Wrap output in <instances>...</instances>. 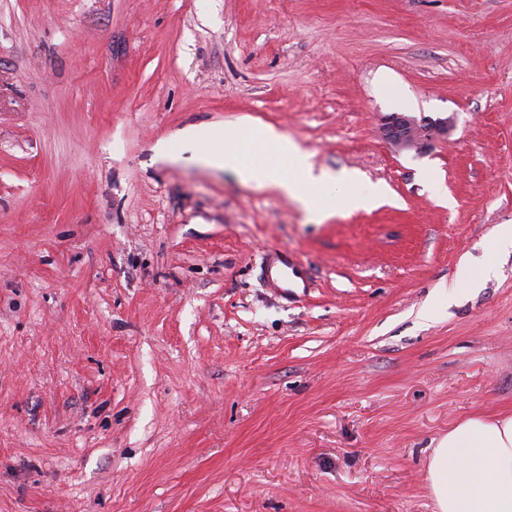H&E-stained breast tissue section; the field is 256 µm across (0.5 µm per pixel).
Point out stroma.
Here are the masks:
<instances>
[{
	"label": "stroma",
	"mask_w": 512,
	"mask_h": 512,
	"mask_svg": "<svg viewBox=\"0 0 512 512\" xmlns=\"http://www.w3.org/2000/svg\"><path fill=\"white\" fill-rule=\"evenodd\" d=\"M244 119L387 200L156 154ZM502 224L512 0H0V512H436L512 415V249L448 298ZM453 127V118L425 117L418 120L415 116L403 113H391L384 117L381 132L386 140L399 148H421L424 142L434 136H448ZM426 479L437 512H512V416L459 422L432 448Z\"/></svg>",
	"instance_id": "obj_1"
}]
</instances>
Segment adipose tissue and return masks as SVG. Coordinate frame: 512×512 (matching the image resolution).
I'll return each instance as SVG.
<instances>
[{
	"label": "adipose tissue",
	"instance_id": "adipose-tissue-1",
	"mask_svg": "<svg viewBox=\"0 0 512 512\" xmlns=\"http://www.w3.org/2000/svg\"><path fill=\"white\" fill-rule=\"evenodd\" d=\"M198 146L205 166L233 170L243 181L272 186L296 199L317 217L325 188L335 181L355 186L356 172L333 174L315 168L309 152L274 127L241 122L237 127L193 126L178 144ZM253 147H266L276 164L258 166L249 157ZM426 479L437 512H512V416L469 417L459 422L432 448Z\"/></svg>",
	"mask_w": 512,
	"mask_h": 512
}]
</instances>
